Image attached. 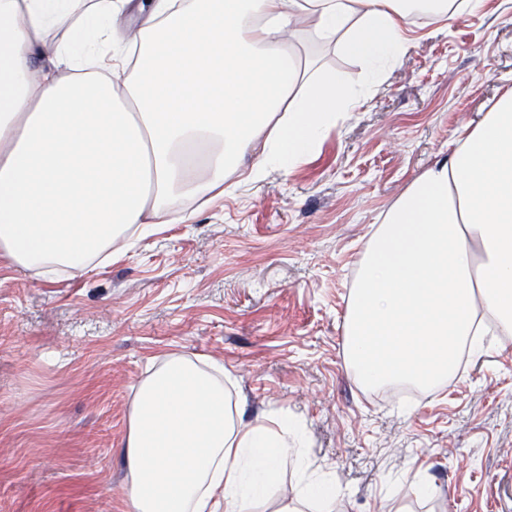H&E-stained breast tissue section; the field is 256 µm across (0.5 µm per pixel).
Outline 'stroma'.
Listing matches in <instances>:
<instances>
[{"instance_id": "obj_1", "label": "stroma", "mask_w": 512, "mask_h": 512, "mask_svg": "<svg viewBox=\"0 0 512 512\" xmlns=\"http://www.w3.org/2000/svg\"><path fill=\"white\" fill-rule=\"evenodd\" d=\"M406 55L319 152L82 278L0 261V512H127L122 441L153 359L224 363L244 422L303 420L342 512H512V338L421 399H375L344 318L380 215L512 90V0L413 20ZM420 471L430 498L406 476Z\"/></svg>"}]
</instances>
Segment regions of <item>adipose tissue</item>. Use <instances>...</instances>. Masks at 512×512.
I'll list each match as a JSON object with an SVG mask.
<instances>
[{
	"label": "adipose tissue",
	"mask_w": 512,
	"mask_h": 512,
	"mask_svg": "<svg viewBox=\"0 0 512 512\" xmlns=\"http://www.w3.org/2000/svg\"><path fill=\"white\" fill-rule=\"evenodd\" d=\"M129 3L0 0V259L46 282L184 223L174 201L207 196L228 170L255 184L316 154L405 55L416 0H151L132 73L114 36ZM308 32L357 60L364 83L317 73ZM345 327L371 389L437 390L460 346L481 358L489 337H512V92L385 212ZM123 446L131 512H336L335 483L305 464L303 422L234 418L215 360H153ZM290 464L297 496L273 497Z\"/></svg>",
	"instance_id": "1"
}]
</instances>
